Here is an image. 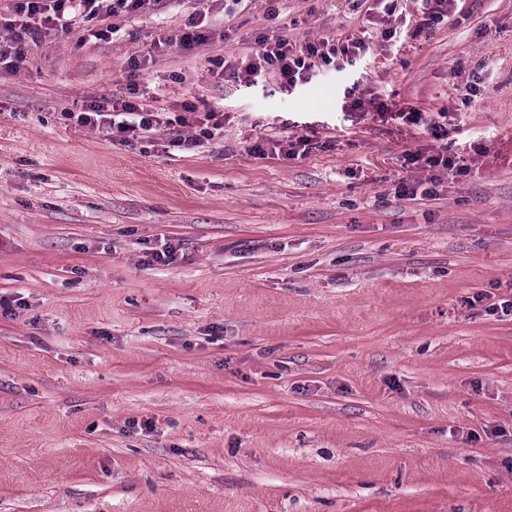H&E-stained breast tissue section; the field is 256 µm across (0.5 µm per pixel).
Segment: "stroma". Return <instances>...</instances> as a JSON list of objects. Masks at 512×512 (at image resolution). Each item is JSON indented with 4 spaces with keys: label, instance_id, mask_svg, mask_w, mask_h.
I'll list each match as a JSON object with an SVG mask.
<instances>
[{
    "label": "stroma",
    "instance_id": "obj_1",
    "mask_svg": "<svg viewBox=\"0 0 512 512\" xmlns=\"http://www.w3.org/2000/svg\"><path fill=\"white\" fill-rule=\"evenodd\" d=\"M434 7L159 0L0 71V512H512V0ZM275 34L341 52L233 78ZM132 89L148 138L71 118ZM408 161L412 165L416 164H424L429 168L441 167L443 169L448 170L449 172H454V170H459L457 167L458 162L460 161L456 157L448 156V152L437 151V153L423 156L422 153H412L408 156Z\"/></svg>",
    "mask_w": 512,
    "mask_h": 512
}]
</instances>
